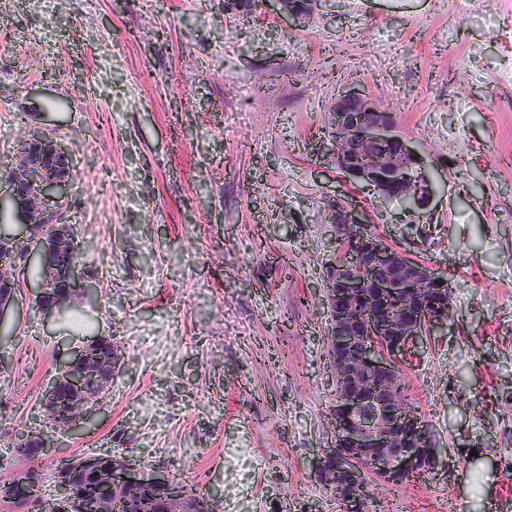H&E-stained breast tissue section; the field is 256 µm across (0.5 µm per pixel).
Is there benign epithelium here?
I'll return each mask as SVG.
<instances>
[{
    "mask_svg": "<svg viewBox=\"0 0 512 512\" xmlns=\"http://www.w3.org/2000/svg\"><path fill=\"white\" fill-rule=\"evenodd\" d=\"M279 14L301 24L312 11L307 0H277ZM321 155L331 159L346 181L363 184L384 201L395 195L412 202L411 211L431 207L435 188L421 153L396 130L394 115L383 111L364 90H346L329 107ZM73 158L60 142L39 130L17 148L0 177V345L6 339L5 319L27 289L45 310L55 306L62 291L88 293L93 279L77 277L80 262L65 267L47 264L49 251L64 241V190L73 177ZM332 258L322 292L329 313L326 334L328 370L334 388L330 409L331 446L314 458L312 472L336 487L341 512H371L372 475L399 483L419 470L432 472L442 464L438 452L425 451L434 442L430 425L401 402L398 384L401 358L418 348L434 326L448 320L452 290L439 269L413 259L370 229L363 213L331 205ZM43 276L20 280L33 267ZM391 313L386 321L376 313ZM87 344L75 357L59 362L57 373L43 389L41 403L50 409L56 398L84 390L91 378L112 380V371L91 369ZM83 402L61 424L76 433L89 421ZM64 467L94 475L98 491L111 497L129 486L149 485L164 510L180 498L174 479L147 472L136 460L112 453L69 456ZM31 478L21 472L5 487V497L21 502L29 497ZM56 512H80V501L68 478L54 481Z\"/></svg>",
    "mask_w": 512,
    "mask_h": 512,
    "instance_id": "obj_1",
    "label": "benign epithelium"
}]
</instances>
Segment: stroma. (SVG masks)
<instances>
[{"instance_id":"obj_1","label":"stroma","mask_w":512,"mask_h":512,"mask_svg":"<svg viewBox=\"0 0 512 512\" xmlns=\"http://www.w3.org/2000/svg\"><path fill=\"white\" fill-rule=\"evenodd\" d=\"M301 25L274 0H0V165L30 129L71 152L66 217L93 303L20 300L0 370V477L51 430L57 362L98 336L120 360L95 427L40 456L103 451L197 481L217 512H341L310 469L334 392L320 287L333 202L442 271L448 325L402 368L447 464L374 483L376 512H512V0H340ZM360 88L425 156L412 216L319 152ZM40 436H53L45 433L43 431H35L33 434H27L26 436H21L15 442L13 448L16 456L24 457L28 459L35 458L34 449L32 445L40 440ZM59 443L56 442L54 437H42L39 443L36 446L35 453L38 455H42L43 452L48 453L52 448H58Z\"/></svg>"}]
</instances>
